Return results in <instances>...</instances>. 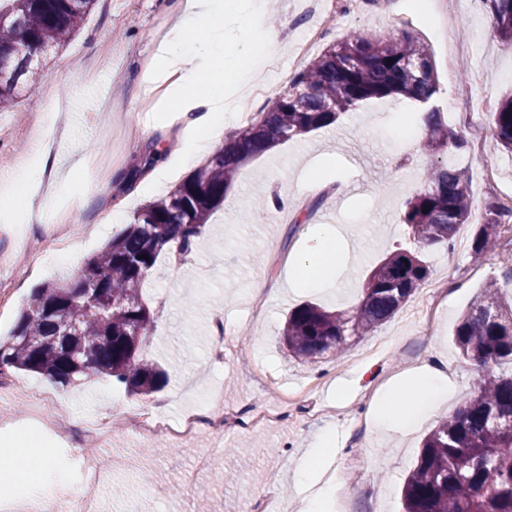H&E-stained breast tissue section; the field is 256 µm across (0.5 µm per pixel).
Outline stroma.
Here are the masks:
<instances>
[{"mask_svg":"<svg viewBox=\"0 0 512 512\" xmlns=\"http://www.w3.org/2000/svg\"><path fill=\"white\" fill-rule=\"evenodd\" d=\"M181 0H96L82 29L67 44L41 56L35 82H22L15 103L0 110V168L16 164L31 150L39 114L62 112L68 137L50 150L52 174L68 175L69 192L51 200V211H65L66 222L21 224L14 204L0 203V280L18 286L0 316V335L12 329L31 290L69 277L66 264H47V247L56 230L78 249L99 254L109 237L120 232L107 214L120 208L136 215L142 199L116 192L112 172L131 170L148 145L162 140L176 147L181 128L167 110L166 86H139L137 77L154 64L156 38L177 14ZM433 0H344L338 24H326L304 11V0H266L275 16L277 37L237 28L229 51L240 62L262 55L268 83L255 111H267L288 91L301 64L284 42L286 29L298 23L321 27L315 52L356 35L383 36L404 29L417 32L428 46L438 91L429 108L441 112L447 128L463 146L435 156L424 147L426 132L411 104L392 98L363 102L340 116L335 125L282 144L247 163L223 206L213 215L191 259L185 264L160 260L143 296L162 306L145 357L162 363L169 383L149 397L128 395L111 378L100 377L70 388L76 404L74 424L101 412L161 404L178 418L184 411L211 410L212 390L242 411L273 405L272 395L253 375L257 363L294 391L301 403L287 415L260 429H241L216 439L203 433L184 447L163 439L135 453H113L99 442L72 447L71 434L44 431L38 453L72 477L68 494L81 490L86 465L101 471L103 506L107 512H196L209 502L214 512H241L245 497L273 493L274 512H296L300 488L295 464L319 438L332 434L335 448L322 460L344 481V496L353 512H403L401 489L414 465L424 436L472 394L481 377L474 362L462 359L453 338L459 317L481 288L496 282L504 300L512 299V248L502 246L481 259L471 255L476 221L512 193V155L491 136L492 114L463 112L466 103L498 102L512 94V54L501 51L471 0H449L448 12L436 17ZM451 30L468 49L470 59L455 67L441 55L438 28ZM485 136L483 153L474 148V126ZM467 170L474 202V223L460 225L452 248L429 251L430 277L448 283L430 327H423L415 301H408L390 321L368 335L351 339L340 358L324 355L307 364L289 357L279 338L294 307L310 301L350 310L361 301L371 270L388 254L409 248L402 222L406 201L419 191L425 173L436 164ZM323 203L312 219L295 216L277 223L254 220L253 207L271 194ZM332 224L339 230L336 281L319 292L291 287L287 260L304 250L311 224ZM261 283L266 304L260 312L248 307L252 283ZM222 313L227 328L223 364L212 361L216 342L212 317ZM439 368L448 379V393L409 433L400 435L373 424L371 410L378 391L403 372ZM36 413L24 395L0 399V445L15 441ZM210 466L199 474L192 492L180 480L200 456Z\"/></svg>","mask_w":512,"mask_h":512,"instance_id":"obj_1","label":"stroma"}]
</instances>
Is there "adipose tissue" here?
Instances as JSON below:
<instances>
[{
	"mask_svg": "<svg viewBox=\"0 0 512 512\" xmlns=\"http://www.w3.org/2000/svg\"><path fill=\"white\" fill-rule=\"evenodd\" d=\"M241 6L240 0H185L180 18L160 44L157 65L139 74L138 81L144 86L168 80L171 110L184 120L185 128L175 159L161 158L151 173L134 182L136 192L150 193L158 182L170 178L172 168L189 170L200 156L215 151L212 135L224 124L227 96L260 70V57H253L245 66L224 55L225 26L237 18ZM44 168L43 157L27 159L10 189L28 223L43 216L45 201L39 195V188ZM336 241L333 225H317L304 252L293 264L291 276L297 287L317 290L332 281ZM409 381L401 401L383 397L372 416L375 423H395L403 430H411L433 410L447 389L446 376L431 368L414 370ZM34 439V434L25 435L12 455L0 462V471L13 477L12 482L0 487V512H14L20 502L66 486V474L52 469L30 451ZM330 444V439H322L299 462V480L310 488L302 501L301 512H321L326 493L341 488L337 478L327 476L320 464Z\"/></svg>",
	"mask_w": 512,
	"mask_h": 512,
	"instance_id": "ef3b65f1",
	"label": "adipose tissue"
}]
</instances>
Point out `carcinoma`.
<instances>
[{"label":"carcinoma","mask_w":512,"mask_h":512,"mask_svg":"<svg viewBox=\"0 0 512 512\" xmlns=\"http://www.w3.org/2000/svg\"><path fill=\"white\" fill-rule=\"evenodd\" d=\"M496 22L494 36L512 50V0H483ZM95 0H0V58L8 75L0 80V108L14 102L35 58L62 46L84 25ZM438 91L426 44L408 31L378 39L357 35L330 45L306 63L292 91L267 112L228 136L220 147L166 196L142 207L128 225L71 280L32 290L11 335L0 339V372L26 371L61 388L107 376L132 394L151 396L168 384L167 371L142 350L159 317L143 295L163 256L185 261L224 202L238 169L266 152L268 142L285 143L329 126L371 98L399 96L426 104ZM493 135L512 154V95L492 112ZM427 149L460 148L448 140L439 112L428 111ZM465 170L430 169L424 187L405 205L403 223L416 249L397 250L370 272L363 298L352 312L313 303L293 309L282 342L288 355L312 363L339 353L348 339L388 322L429 278L423 253L451 247L461 224L472 220ZM489 211L476 230L478 258L501 237L498 216ZM71 325L68 335L59 326ZM463 357L487 368L477 390L425 437L403 487L404 512H512V302L496 283L486 284L454 329Z\"/></svg>","instance_id":"obj_1"}]
</instances>
